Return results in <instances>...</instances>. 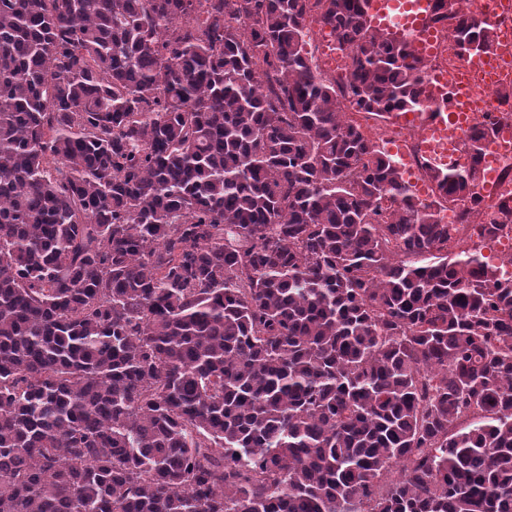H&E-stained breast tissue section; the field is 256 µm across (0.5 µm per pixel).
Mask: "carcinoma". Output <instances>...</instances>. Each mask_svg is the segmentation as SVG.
Wrapping results in <instances>:
<instances>
[{
  "instance_id": "1",
  "label": "carcinoma",
  "mask_w": 512,
  "mask_h": 512,
  "mask_svg": "<svg viewBox=\"0 0 512 512\" xmlns=\"http://www.w3.org/2000/svg\"><path fill=\"white\" fill-rule=\"evenodd\" d=\"M315 6L344 80L310 0H0V512H512V282L438 217L508 215L493 127L413 203L343 106L427 64ZM309 39L316 40L322 47V55L325 58L321 59L319 56L313 57L314 66L316 65L322 73H333L336 76V68L339 76H347L350 72V58L348 51L341 47L336 31L329 25H312L309 33ZM309 40L308 49L312 55L316 53L317 42ZM327 52V53H326ZM329 58V59H328ZM493 165L497 177L487 183L489 186L484 182L477 183L474 188L475 195L482 201H485V197L490 192H494V196L497 197L509 196L512 199V147L497 151Z\"/></svg>"
}]
</instances>
